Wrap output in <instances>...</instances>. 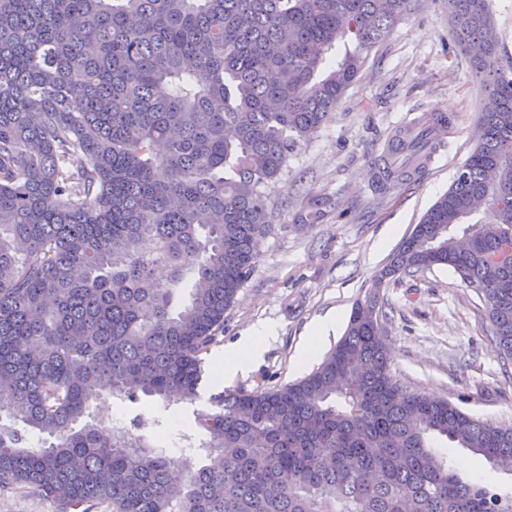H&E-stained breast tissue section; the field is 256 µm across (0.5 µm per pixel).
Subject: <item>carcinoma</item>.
<instances>
[{
	"label": "carcinoma",
	"instance_id": "carcinoma-1",
	"mask_svg": "<svg viewBox=\"0 0 512 512\" xmlns=\"http://www.w3.org/2000/svg\"><path fill=\"white\" fill-rule=\"evenodd\" d=\"M407 4L0 0V494L34 490L57 512H512V489L463 479L433 446L512 475V426L395 380L380 279L314 372L211 395L181 480L153 437L93 411L201 397L275 217L262 188ZM448 10L487 90L481 136L383 276L452 268L512 359V62L487 0ZM324 207L310 195L303 222Z\"/></svg>",
	"mask_w": 512,
	"mask_h": 512
}]
</instances>
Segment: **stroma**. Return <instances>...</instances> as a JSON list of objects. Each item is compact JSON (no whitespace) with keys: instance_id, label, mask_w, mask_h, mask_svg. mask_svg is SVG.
Returning a JSON list of instances; mask_svg holds the SVG:
<instances>
[{"instance_id":"1","label":"stroma","mask_w":512,"mask_h":512,"mask_svg":"<svg viewBox=\"0 0 512 512\" xmlns=\"http://www.w3.org/2000/svg\"><path fill=\"white\" fill-rule=\"evenodd\" d=\"M483 98L471 54L451 37L448 0H409L406 14L366 55L331 120L294 151L265 190L275 207L274 228L260 240L256 266L224 314L223 337L207 356L206 370L216 371L217 356L252 328L271 326L275 334L265 340L261 359L225 382V389L252 392L301 380L294 364L315 321L330 311L349 317L379 280L385 340L399 384L474 417L512 425V360L497 350L483 297L445 267L381 276L469 157ZM436 109L448 113L452 125L435 164L383 187L376 164L395 127ZM309 193L325 196L328 205L321 222L308 228L298 217ZM207 407L204 400L165 408L146 397L134 403L109 397L95 412L169 419L165 446L176 460L182 431ZM435 446L450 460H470L465 477L512 485L511 475L482 456L443 438Z\"/></svg>"}]
</instances>
